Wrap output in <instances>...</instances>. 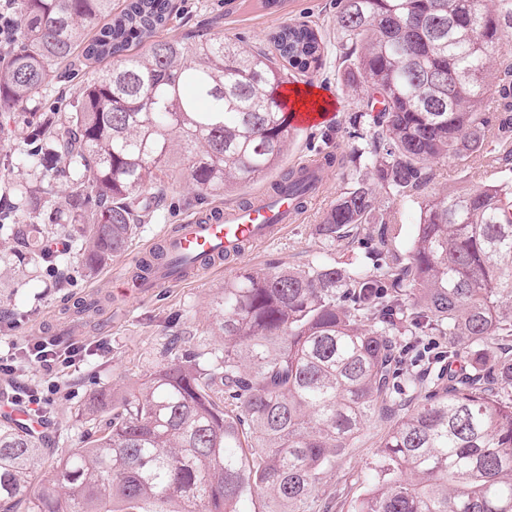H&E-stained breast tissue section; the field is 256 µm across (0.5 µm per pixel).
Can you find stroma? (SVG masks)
Returning <instances> with one entry per match:
<instances>
[{"label": "stroma", "instance_id": "stroma-1", "mask_svg": "<svg viewBox=\"0 0 512 512\" xmlns=\"http://www.w3.org/2000/svg\"><path fill=\"white\" fill-rule=\"evenodd\" d=\"M175 11L170 24L174 35L209 33L241 40L253 48L266 47L269 35L292 21L317 27L327 43V52L321 68L309 76L310 87L330 99L335 115L322 124L301 129L288 146L284 165L289 168L328 152L347 156L359 147L360 141L353 137L350 125V117L357 110L356 98L341 84L337 73L333 27L336 0H279L274 8L266 7L265 0H175ZM89 75V70L79 65L60 70L57 79L28 103V111H68ZM477 171L496 177L493 156L478 161L451 158L440 162L434 166V178L423 192L431 195L471 182ZM169 184L161 216L142 226L126 251L94 274L69 272L55 284L43 273L36 277L10 275L0 282V342L21 344L30 338H42L62 346L79 342L88 348L83 361L59 373V390L43 421L46 433L61 440L56 457H65L81 447L83 428L76 410L95 390L109 388L120 393L134 387L155 367L170 361L167 345L171 337H182L190 346L204 341L216 315L213 303L225 281L247 269L301 268L321 256L334 259L342 267L363 262V240L377 230L376 225L368 224L360 233L334 246L321 243L316 225L350 186L348 171L332 170L325 176L321 197L311 202L300 221L289 225L282 234L253 248L241 259L225 263L223 269L183 284L142 292L132 280H113L114 267L131 270L154 237L171 232L185 219L214 206L244 203L255 192L249 186L220 199H200L187 175L179 171L173 172ZM390 424L387 417L373 416L354 446L327 473L320 493L336 488L343 492L331 512H351L365 476L377 459L380 438Z\"/></svg>", "mask_w": 512, "mask_h": 512}]
</instances>
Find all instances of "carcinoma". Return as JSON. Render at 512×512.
I'll return each instance as SVG.
<instances>
[{
  "mask_svg": "<svg viewBox=\"0 0 512 512\" xmlns=\"http://www.w3.org/2000/svg\"><path fill=\"white\" fill-rule=\"evenodd\" d=\"M16 41L0 61V128L81 58L108 62L70 111L28 112L25 162L47 151L62 190L10 177L0 162V267L93 272L124 252L166 195L173 166L197 196H224L279 171L273 193L307 195L281 167L298 132L278 89L318 68L320 32L291 22L273 51L198 34L161 36L172 0H14ZM338 76L368 119V176L327 210L326 245L370 223L379 195L411 201L440 159L489 150L512 170V138L490 139L499 88L512 110V0H337ZM137 45L146 46L135 53ZM29 223L18 224L15 207ZM65 246H55L58 230ZM387 222L367 261L241 272L215 302L219 346L186 351L125 392L78 412L83 446L50 483L47 437L0 420V512H310L319 485L368 419L421 402L382 439L354 512H512V182L452 187L419 202L416 232ZM433 336L443 359L409 365ZM482 351L472 370L456 366Z\"/></svg>",
  "mask_w": 512,
  "mask_h": 512,
  "instance_id": "cac0c4a2",
  "label": "carcinoma"
}]
</instances>
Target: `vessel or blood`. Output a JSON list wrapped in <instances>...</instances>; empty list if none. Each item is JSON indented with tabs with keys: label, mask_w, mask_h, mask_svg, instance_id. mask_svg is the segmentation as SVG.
Masks as SVG:
<instances>
[{
	"label": "vessel or blood",
	"mask_w": 512,
	"mask_h": 512,
	"mask_svg": "<svg viewBox=\"0 0 512 512\" xmlns=\"http://www.w3.org/2000/svg\"><path fill=\"white\" fill-rule=\"evenodd\" d=\"M281 108L296 127H308L327 120L324 112L307 108L290 88H282ZM304 214L300 202L288 194L274 197L259 192L251 204L240 208L217 206L203 215H195L179 224L176 231L156 237L169 256L183 259L184 264H169L148 271L143 289L161 284H178L204 272L217 270L222 257H243L251 247L271 240L287 225L297 223Z\"/></svg>",
	"instance_id": "1"
}]
</instances>
